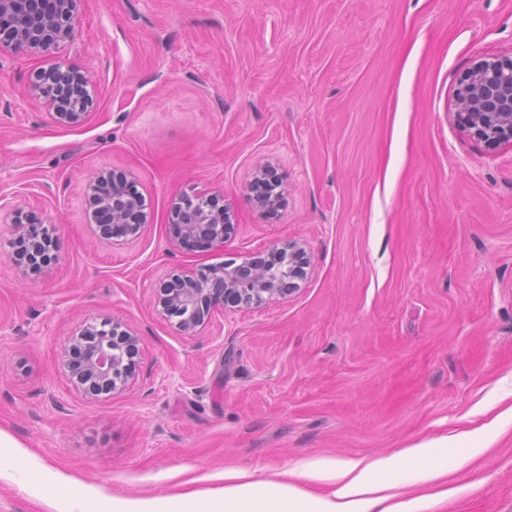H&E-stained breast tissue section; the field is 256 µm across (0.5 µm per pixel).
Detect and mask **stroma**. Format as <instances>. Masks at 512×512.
Returning a JSON list of instances; mask_svg holds the SVG:
<instances>
[{
  "label": "stroma",
  "instance_id": "obj_1",
  "mask_svg": "<svg viewBox=\"0 0 512 512\" xmlns=\"http://www.w3.org/2000/svg\"><path fill=\"white\" fill-rule=\"evenodd\" d=\"M512 52V0H82L62 52L92 74L84 124L26 94L50 55L0 54V196L53 227L58 261L20 277L0 222V512H55L86 492L187 491L194 478L387 456L459 434L447 487H398L423 512H512V148L450 118L474 59ZM274 167L285 204L245 196ZM130 169L148 222L93 236L83 184ZM223 191V248L167 242L172 200ZM304 242L300 291L225 312L192 337L154 305L175 269ZM134 329V380L77 392L58 353L84 323ZM495 424L485 450L468 431Z\"/></svg>",
  "mask_w": 512,
  "mask_h": 512
}]
</instances>
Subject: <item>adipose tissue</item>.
Returning <instances> with one entry per match:
<instances>
[{
	"label": "adipose tissue",
	"instance_id": "adipose-tissue-1",
	"mask_svg": "<svg viewBox=\"0 0 512 512\" xmlns=\"http://www.w3.org/2000/svg\"><path fill=\"white\" fill-rule=\"evenodd\" d=\"M448 439L424 442L375 459L350 457L294 465L275 477L255 478L252 471L225 472L222 486L177 495L116 498L112 512H420L415 500L395 494L399 483L438 479L444 468L436 447ZM323 482L326 493L310 491L309 483Z\"/></svg>",
	"mask_w": 512,
	"mask_h": 512
}]
</instances>
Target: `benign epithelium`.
Instances as JSON below:
<instances>
[{
    "label": "benign epithelium",
    "instance_id": "obj_1",
    "mask_svg": "<svg viewBox=\"0 0 512 512\" xmlns=\"http://www.w3.org/2000/svg\"><path fill=\"white\" fill-rule=\"evenodd\" d=\"M81 0H0V52L54 53L79 35ZM92 79L71 64L57 63L35 72L28 96L43 105L61 125H82L92 106ZM454 124L488 149L512 147V53L476 59L460 76L454 92ZM132 171L99 168L85 182L88 220L98 236L112 241L137 238L147 214L135 192ZM274 171L257 169L246 191L255 208L277 212L283 200ZM234 207L221 192L182 194L168 214L171 243L183 249L208 251L224 247L234 231ZM0 215L11 217L15 238L11 263L24 277L47 272L55 260L56 240L32 214L23 215L0 197ZM310 264L304 243L285 240L267 255L250 256L204 270L170 273L156 294L159 313L179 317L186 336L226 310L258 309L286 301L307 278ZM139 335L118 320L86 322L67 339L58 362L75 390L98 398L124 390L135 377Z\"/></svg>",
    "mask_w": 512,
    "mask_h": 512
}]
</instances>
